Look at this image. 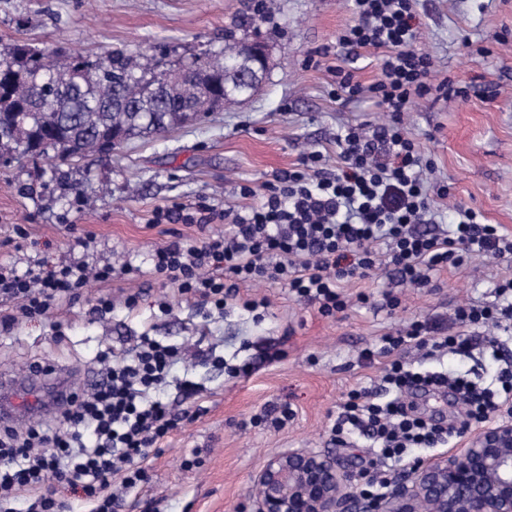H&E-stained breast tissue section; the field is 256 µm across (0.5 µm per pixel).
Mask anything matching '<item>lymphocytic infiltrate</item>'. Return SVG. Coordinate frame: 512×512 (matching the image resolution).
<instances>
[{
  "instance_id": "lymphocytic-infiltrate-1",
  "label": "lymphocytic infiltrate",
  "mask_w": 512,
  "mask_h": 512,
  "mask_svg": "<svg viewBox=\"0 0 512 512\" xmlns=\"http://www.w3.org/2000/svg\"><path fill=\"white\" fill-rule=\"evenodd\" d=\"M354 14L336 44L349 55L378 50L380 77L366 85L337 69L336 92L374 99L388 114L385 122L368 129L341 127L335 169L325 168L322 152L314 150L262 191L241 185L242 197L260 199L244 210L203 201L154 210L156 224L179 221L206 230L227 222L234 228L231 237L208 234L195 245L172 241L152 258L151 275L198 307L223 309L240 285L264 281L287 285L289 293L330 317L347 306L346 283L371 276L383 262L402 282L421 288L434 272L461 267L472 256L512 257V234L483 222L473 210H459L452 228L437 225L433 199L447 190L425 180L430 162L406 130L403 114L414 97L448 85L430 81L432 58L417 45L414 0H354ZM136 272L128 264L91 272L81 265L40 264L21 275L13 265L0 264V301L6 305L0 329L78 301L89 280L109 284ZM495 292L507 302L501 311L462 305L455 311L457 330L414 322L382 336L379 351H362L363 361L382 358L389 397L382 401L367 390H351L331 427L341 445L351 446L353 436L360 435L375 446L362 494L381 495L390 485L389 470L406 464L411 449L448 447L459 438L460 424L512 415L511 365L500 369L490 388L413 367L402 357L411 347L434 357L468 356L482 346L501 358L499 337L474 334L475 328L512 317V278L500 280ZM178 357L177 348L148 336L103 351L99 381L60 406L59 426L40 421L21 430L1 426L0 512H15L12 503L23 494L30 497L27 512H59L56 495L62 488L80 495L90 512H113L124 493L145 482V463L158 443L189 416L158 396ZM421 386L451 394L458 411L450 422L417 410L410 393Z\"/></svg>"
}]
</instances>
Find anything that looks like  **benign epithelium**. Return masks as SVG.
I'll return each instance as SVG.
<instances>
[{"label":"benign epithelium","instance_id":"benign-epithelium-1","mask_svg":"<svg viewBox=\"0 0 512 512\" xmlns=\"http://www.w3.org/2000/svg\"><path fill=\"white\" fill-rule=\"evenodd\" d=\"M237 69L258 89L269 70L267 45H243ZM461 448L413 463L407 478L378 498L353 490L332 456L291 448L269 456L253 475L252 512H512V418L461 432Z\"/></svg>","mask_w":512,"mask_h":512}]
</instances>
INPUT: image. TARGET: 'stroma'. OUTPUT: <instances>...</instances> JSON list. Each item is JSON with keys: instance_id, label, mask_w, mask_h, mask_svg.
Instances as JSON below:
<instances>
[{"instance_id": "35a3bbf8", "label": "stroma", "mask_w": 512, "mask_h": 512, "mask_svg": "<svg viewBox=\"0 0 512 512\" xmlns=\"http://www.w3.org/2000/svg\"><path fill=\"white\" fill-rule=\"evenodd\" d=\"M256 2L0 0V48L17 40L94 53L152 47L175 58L223 47L224 30L235 23L251 33ZM415 9L418 45L435 63L432 83L449 78L469 89L465 97L414 98L404 114L407 130L434 162L428 181L448 187L438 202L443 222L454 224L459 208H472L512 233V0H416ZM353 19L352 0H275L256 28L269 47V75L251 97L199 124L136 139L70 167L43 158L0 167V263L21 270L43 260L131 263L143 271L132 284L141 294L135 309L119 305L103 317L91 313L105 290L93 283L80 301L0 332V375L25 377L29 362L38 359L79 391L101 351L131 346L146 334L187 352L160 393L163 401L181 404L176 381L188 378L202 388L203 414L161 441L147 464L149 482L125 495L122 512H250L252 475L269 455L290 448L322 451L361 471L373 457L370 440L357 436L345 448L330 435L348 391L382 390L381 362L361 363V352L379 349L381 336L411 322L448 323L458 305L495 303L496 283L512 275V261L474 256L460 268L435 272L428 286L412 288L384 265L348 284L352 301L333 317L296 301L281 283L242 286L223 313L209 314L149 276L157 248L229 231L225 223L204 232L189 224H155L156 207L200 200L248 207L241 184L261 188L312 150L335 167L341 126L385 120L372 99L331 94L328 69L334 65L353 71L363 84L377 80L375 50L306 64ZM20 227L28 238L18 251ZM78 232L94 234L90 249L74 247ZM390 295L399 300L396 308L386 305ZM263 298L268 305L261 313L247 310L246 301ZM163 301L169 311L160 309ZM270 349L280 351L281 360L263 361ZM214 354L230 365L252 364L253 372L228 376L213 366ZM411 357L451 376L477 372L488 383L496 375V363L479 352L425 360L415 351ZM285 402L294 416L283 428L251 426L265 406ZM195 453L202 465L185 468Z\"/></svg>"}]
</instances>
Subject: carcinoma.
I'll list each match as a JSON object with an SVG mask.
<instances>
[{
    "label": "carcinoma",
    "instance_id": "cac0c4a2",
    "mask_svg": "<svg viewBox=\"0 0 512 512\" xmlns=\"http://www.w3.org/2000/svg\"><path fill=\"white\" fill-rule=\"evenodd\" d=\"M241 39L193 52L170 64L151 49L96 55L15 42L0 51L11 67L0 73V156L48 158L60 166L112 151L126 141L161 135L205 119L187 108L206 94L227 102L251 95L226 63ZM166 87L154 90L159 72Z\"/></svg>",
    "mask_w": 512,
    "mask_h": 512
}]
</instances>
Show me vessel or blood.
Returning <instances> with one entry per match:
<instances>
[{
    "mask_svg": "<svg viewBox=\"0 0 512 512\" xmlns=\"http://www.w3.org/2000/svg\"><path fill=\"white\" fill-rule=\"evenodd\" d=\"M71 389L65 380L49 381L47 375H38L36 383L22 384L11 379L0 380V417L13 418L19 414L39 413L48 404L66 400Z\"/></svg>",
    "mask_w": 512,
    "mask_h": 512,
    "instance_id": "vessel-or-blood-1",
    "label": "vessel or blood"
}]
</instances>
